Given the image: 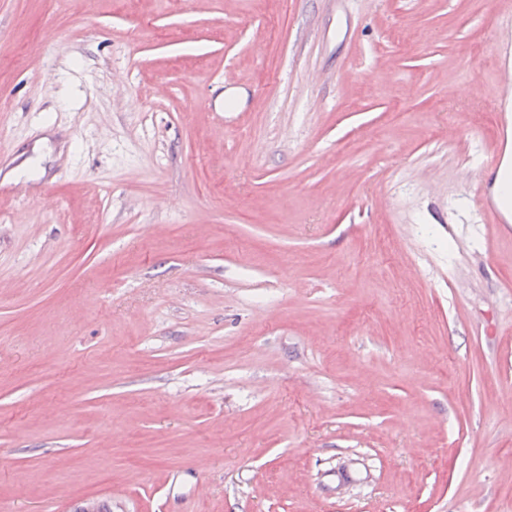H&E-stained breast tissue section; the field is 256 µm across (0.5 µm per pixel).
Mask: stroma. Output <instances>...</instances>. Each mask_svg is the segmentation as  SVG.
<instances>
[{"mask_svg": "<svg viewBox=\"0 0 512 512\" xmlns=\"http://www.w3.org/2000/svg\"><path fill=\"white\" fill-rule=\"evenodd\" d=\"M492 0H0V512H512Z\"/></svg>", "mask_w": 512, "mask_h": 512, "instance_id": "obj_1", "label": "stroma"}]
</instances>
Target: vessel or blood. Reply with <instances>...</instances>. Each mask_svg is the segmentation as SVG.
<instances>
[{
	"label": "vessel or blood",
	"mask_w": 512,
	"mask_h": 512,
	"mask_svg": "<svg viewBox=\"0 0 512 512\" xmlns=\"http://www.w3.org/2000/svg\"><path fill=\"white\" fill-rule=\"evenodd\" d=\"M496 70L502 91L494 103L496 147L487 164L488 177L481 187L480 205L491 223L512 233V165L504 163L512 153V31L496 37L492 43Z\"/></svg>",
	"instance_id": "b4317fda"
}]
</instances>
